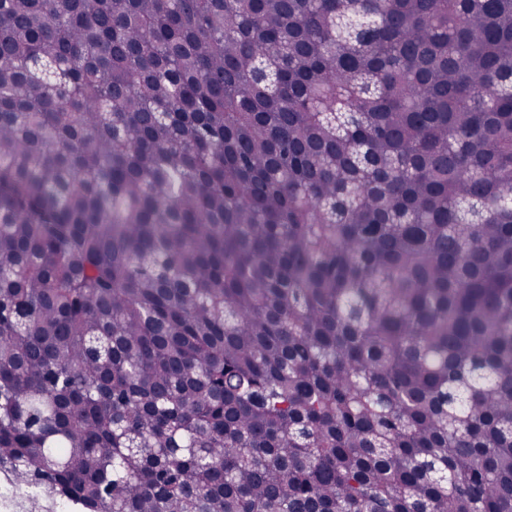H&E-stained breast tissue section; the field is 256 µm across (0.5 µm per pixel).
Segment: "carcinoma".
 Masks as SVG:
<instances>
[{"label":"carcinoma","instance_id":"carcinoma-1","mask_svg":"<svg viewBox=\"0 0 512 512\" xmlns=\"http://www.w3.org/2000/svg\"><path fill=\"white\" fill-rule=\"evenodd\" d=\"M0 469L512 512V0H0Z\"/></svg>","mask_w":512,"mask_h":512}]
</instances>
